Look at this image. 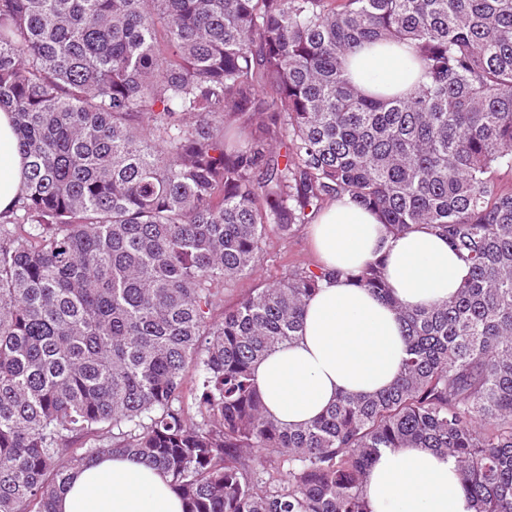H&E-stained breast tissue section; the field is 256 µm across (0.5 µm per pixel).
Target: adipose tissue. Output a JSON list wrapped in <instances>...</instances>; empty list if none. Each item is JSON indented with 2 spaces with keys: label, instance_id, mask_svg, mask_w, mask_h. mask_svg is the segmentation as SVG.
Here are the masks:
<instances>
[{
  "label": "adipose tissue",
  "instance_id": "ef3b65f1",
  "mask_svg": "<svg viewBox=\"0 0 512 512\" xmlns=\"http://www.w3.org/2000/svg\"><path fill=\"white\" fill-rule=\"evenodd\" d=\"M412 45L359 48L348 75L368 91L393 95L419 79L410 67ZM11 114L0 110V212L7 211L24 181ZM319 264L341 270L322 285L305 309L292 343L255 366L269 414L279 423H307L345 393L373 395L399 375L405 338L397 306L421 308L452 298L469 275L445 237L420 227L385 237L379 219L342 196L311 224ZM384 259L393 296L385 302L349 276ZM371 512H476L461 485L454 458L428 448H388L374 460L364 488ZM55 512H183V502L161 471L120 454L105 456L71 474Z\"/></svg>",
  "mask_w": 512,
  "mask_h": 512
}]
</instances>
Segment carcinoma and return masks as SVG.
Listing matches in <instances>:
<instances>
[{
	"mask_svg": "<svg viewBox=\"0 0 512 512\" xmlns=\"http://www.w3.org/2000/svg\"><path fill=\"white\" fill-rule=\"evenodd\" d=\"M404 42L408 93L346 77L357 47ZM0 109L27 164L0 214V512H54L72 469L117 453L185 512H369L374 457L405 447L512 512V0H0ZM243 117L256 134L231 133ZM345 194L393 237H446L470 276L398 307L391 387L291 429L253 368L343 272L214 310ZM351 279L394 303L381 260Z\"/></svg>",
	"mask_w": 512,
	"mask_h": 512,
	"instance_id": "cac0c4a2",
	"label": "carcinoma"
}]
</instances>
